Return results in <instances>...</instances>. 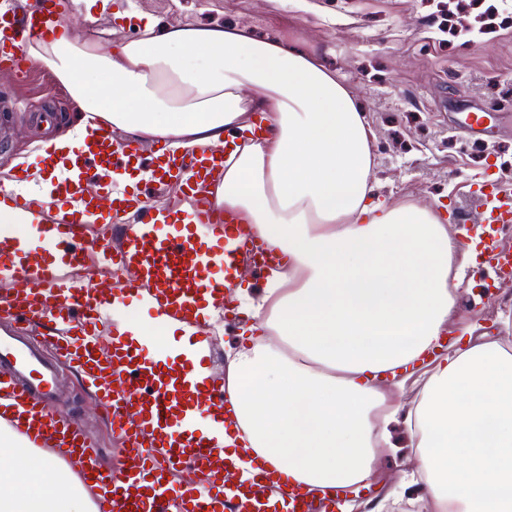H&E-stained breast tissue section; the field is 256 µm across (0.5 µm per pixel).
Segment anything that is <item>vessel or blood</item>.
<instances>
[{
    "mask_svg": "<svg viewBox=\"0 0 512 512\" xmlns=\"http://www.w3.org/2000/svg\"><path fill=\"white\" fill-rule=\"evenodd\" d=\"M70 29L56 0L0 10V64L28 74L38 63L27 56V45ZM490 118L464 113L455 132L469 139ZM93 137L71 157L50 149L39 155L45 170L75 171L56 182L49 223H26L30 196L0 192V205L18 218L0 225V312L19 320L32 315L40 325L35 345L0 337V420L32 447L78 463L92 484L96 512H335L337 490L294 487L280 473L246 475L225 460L216 437L184 428L185 420L223 409L224 380L191 384L195 368L187 364L178 370L182 385H174L143 348L103 333L109 309L127 301L204 326L206 304L228 308L239 277L276 263L243 216L214 207L211 189L234 140L184 154L162 145L143 152L108 127L96 128ZM133 171L147 173L156 188L177 187L186 208L160 211L143 190L118 189V176ZM479 192L489 207L485 235L476 244L477 271L511 278L512 246L501 235L512 228V190L487 181ZM121 212L131 220L119 249L89 239L90 224ZM94 255L121 270L122 278L92 286L74 277L73 269ZM47 347L110 407L125 445L118 468L102 467L81 424L45 404L55 382ZM187 469L196 481L175 483V474Z\"/></svg>",
    "mask_w": 512,
    "mask_h": 512,
    "instance_id": "vessel-or-blood-1",
    "label": "vessel or blood"
}]
</instances>
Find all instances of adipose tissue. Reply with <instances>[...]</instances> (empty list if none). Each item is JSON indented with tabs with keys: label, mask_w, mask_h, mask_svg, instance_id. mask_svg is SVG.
<instances>
[{
	"label": "adipose tissue",
	"mask_w": 512,
	"mask_h": 512,
	"mask_svg": "<svg viewBox=\"0 0 512 512\" xmlns=\"http://www.w3.org/2000/svg\"><path fill=\"white\" fill-rule=\"evenodd\" d=\"M142 38L31 44L84 119L59 115L51 144H85L87 114L140 141L181 152L241 145L213 202L242 214L282 263L237 290L239 340L229 348L230 423L209 421L224 456L300 487L364 484L383 454L411 448L399 491L369 512H395L417 485L438 512H512V344L451 335L476 253L437 210L373 195L374 133L350 89L313 57L242 26L143 18ZM262 89L247 99L245 87ZM180 325L120 319L118 334L160 343ZM411 407L395 398L417 370ZM57 468L0 428V512H93L83 484L52 491Z\"/></svg>",
	"instance_id": "ef3b65f1"
}]
</instances>
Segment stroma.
I'll return each mask as SVG.
<instances>
[{"mask_svg": "<svg viewBox=\"0 0 512 512\" xmlns=\"http://www.w3.org/2000/svg\"><path fill=\"white\" fill-rule=\"evenodd\" d=\"M164 23L239 25L260 39L282 40L289 49L316 56L354 93L373 128L374 182L388 202L423 205L441 200L449 215L464 212L479 224L481 207L471 190L482 181L486 159L494 176L512 187V6L507 0H470L465 13L448 0H137L126 9L112 0L87 38L108 46L141 38L139 17ZM0 180L9 178L20 156L34 161L32 144L41 132L34 121L46 112L76 114L78 104L50 69L28 86L0 66ZM485 107L497 114L485 136L463 140L452 128L460 113ZM512 307V285L494 296H465L458 326L477 324L493 336L512 338L499 315ZM205 361L211 375L223 374L225 356L237 341V317L210 319ZM56 396L65 412L81 421L96 441L101 463L114 467L117 444L106 407L67 365H60Z\"/></svg>", "mask_w": 512, "mask_h": 512, "instance_id": "1", "label": "stroma"}]
</instances>
